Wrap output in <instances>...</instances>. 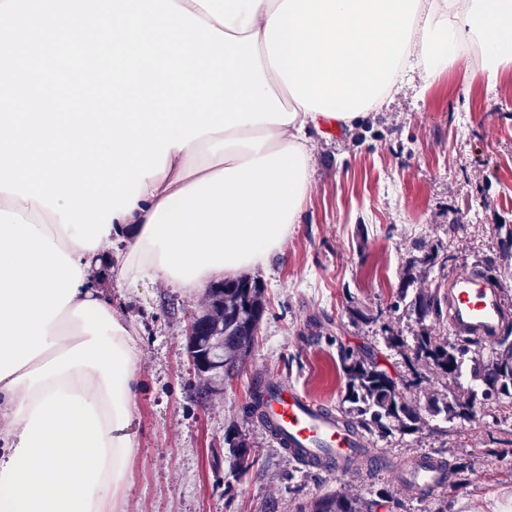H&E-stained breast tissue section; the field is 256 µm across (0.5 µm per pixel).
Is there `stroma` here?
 <instances>
[{"instance_id":"35a3bbf8","label":"stroma","mask_w":512,"mask_h":512,"mask_svg":"<svg viewBox=\"0 0 512 512\" xmlns=\"http://www.w3.org/2000/svg\"><path fill=\"white\" fill-rule=\"evenodd\" d=\"M312 167L286 256L250 275L265 308L255 341L214 386L191 371L185 332L206 293L162 280L113 286L141 339L138 448L122 512H297L328 493L374 500L375 512H434L397 477L422 455L467 465L448 512H512L511 410L481 425L429 418L411 432L373 433L382 465L365 477L303 468L246 413L267 377L342 408V352L374 358L399 381L408 363L385 331L450 336L447 314L421 323L396 299L422 284L447 297L451 277L512 240V69L493 85L451 67L429 89L404 87L363 125L315 138ZM431 253L454 261L424 264ZM235 436L251 450L245 473L228 444Z\"/></svg>"}]
</instances>
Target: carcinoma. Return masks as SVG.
<instances>
[{"instance_id": "obj_1", "label": "carcinoma", "mask_w": 512, "mask_h": 512, "mask_svg": "<svg viewBox=\"0 0 512 512\" xmlns=\"http://www.w3.org/2000/svg\"><path fill=\"white\" fill-rule=\"evenodd\" d=\"M419 321L438 315L440 299L432 288H418L410 302ZM264 312L262 289L247 279L224 281V291L209 289V304L205 310L211 322V333L224 337V350L230 361L250 346L249 331ZM393 348L410 353L411 377L396 382L372 358H360L348 353L343 358L346 376L348 407L337 410L347 428L356 432L397 430L409 431L427 414L450 424L476 422L483 418L482 409L487 401L512 399V321L500 336L489 342L468 336L444 339L424 328L411 340L398 336L386 337ZM495 350L487 359L486 348ZM432 366L455 384L465 379L469 383V396L460 399L451 395L439 402L429 399L421 402L422 377L415 365ZM376 502L351 495L328 494L316 499L310 509L298 512H373Z\"/></svg>"}]
</instances>
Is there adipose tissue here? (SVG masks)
Wrapping results in <instances>:
<instances>
[{
	"instance_id": "obj_1",
	"label": "adipose tissue",
	"mask_w": 512,
	"mask_h": 512,
	"mask_svg": "<svg viewBox=\"0 0 512 512\" xmlns=\"http://www.w3.org/2000/svg\"><path fill=\"white\" fill-rule=\"evenodd\" d=\"M256 36L289 124L170 148L98 247L59 215L0 192V512H120L137 448L138 342L112 291L160 279L194 294L284 254L312 186V135L361 125L407 75L429 83L480 48L495 83L512 66V0H174Z\"/></svg>"
}]
</instances>
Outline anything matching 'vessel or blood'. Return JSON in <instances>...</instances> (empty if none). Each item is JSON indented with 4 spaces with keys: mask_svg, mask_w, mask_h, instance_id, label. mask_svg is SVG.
Wrapping results in <instances>:
<instances>
[{
    "mask_svg": "<svg viewBox=\"0 0 512 512\" xmlns=\"http://www.w3.org/2000/svg\"><path fill=\"white\" fill-rule=\"evenodd\" d=\"M505 315L500 289L485 284L475 272L456 275L448 284V318L455 333L463 336H492ZM267 403L262 428L276 441L287 442L297 463L311 467L328 463L330 472L345 474L348 460H374L375 453L365 438L348 430L335 410L327 408L291 382L268 378ZM401 479L411 490H423L443 481L444 473L430 459L418 457L402 470Z\"/></svg>",
    "mask_w": 512,
    "mask_h": 512,
    "instance_id": "vessel-or-blood-1",
    "label": "vessel or blood"
}]
</instances>
